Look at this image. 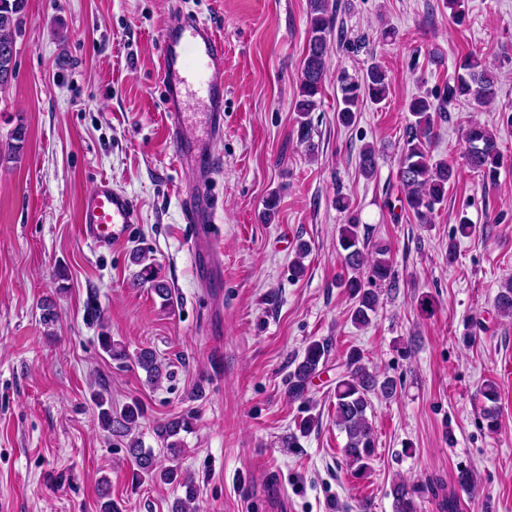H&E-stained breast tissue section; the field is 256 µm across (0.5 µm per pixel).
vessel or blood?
Here are the masks:
<instances>
[{
    "instance_id": "1",
    "label": "vessel or blood",
    "mask_w": 512,
    "mask_h": 512,
    "mask_svg": "<svg viewBox=\"0 0 512 512\" xmlns=\"http://www.w3.org/2000/svg\"><path fill=\"white\" fill-rule=\"evenodd\" d=\"M158 75L163 88L166 138L178 157H185L195 141L187 133L185 119L188 98L208 108V137L218 138L224 129V46L208 24L185 19L159 36ZM136 209L132 198L114 190L110 180H99L85 197L79 212L82 236L97 247L125 241ZM183 218L189 224L216 221L213 205L186 197Z\"/></svg>"
}]
</instances>
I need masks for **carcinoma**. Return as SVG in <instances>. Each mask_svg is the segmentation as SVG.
<instances>
[{"label":"carcinoma","instance_id":"carcinoma-1","mask_svg":"<svg viewBox=\"0 0 512 512\" xmlns=\"http://www.w3.org/2000/svg\"><path fill=\"white\" fill-rule=\"evenodd\" d=\"M308 3V43L294 110L302 117L299 127L300 144L312 156L315 154V144L311 141L310 115L319 106L318 95L322 93L327 74V58L331 53L329 37L335 26L338 5L330 3V0H308ZM25 5L26 0H0V77L14 75V45ZM460 69L463 74L448 85L443 94L418 96L408 104L412 120L407 126L398 160L400 202L404 210L412 213L420 224L432 223L436 206L442 204L448 195V183L457 177L454 165L445 160L434 161L429 155L436 118L442 116L437 111L435 101L445 102L465 97L477 103H485L497 95L498 80L477 55L469 54ZM337 83L341 100L336 121L344 127L357 122L360 102L367 99L374 103L380 102L390 90L388 75L378 64L368 66L358 79L341 75L337 77ZM463 141L465 160L469 167L482 172L486 181L497 183L505 159L496 136L486 127L472 123L464 132ZM378 158L379 150L375 146L366 144L361 148L359 171L363 176L369 178L374 175ZM338 243L343 251L342 261L346 273L336 280V287L344 289L353 300L350 319L355 326L363 328L370 324L377 313L381 286L392 282V260L385 246L376 248V257L369 256L368 245L360 236V220L356 215L350 216L348 222L339 228ZM131 262L139 267L134 281L139 285L150 284L162 300V306H170L171 288L160 280L154 264L146 262V256L137 251L132 254ZM494 305L500 315L512 317V280L501 285ZM97 339L101 351L111 360L122 364L129 358L126 346L114 340L109 331L101 330ZM328 353L329 345L325 341H313L306 346L302 359L289 374L290 399L307 406L313 404L310 382L328 363ZM134 361L146 372L149 385H160L165 377V367L153 350H140ZM338 368L340 371L333 388L336 427L346 437L343 448L346 464L354 472L362 473L369 468V461L375 453L374 428L368 417V411L372 410L371 396L386 399L394 397L397 382L370 366L356 349L346 352ZM480 395L483 398V419L487 429L495 432L501 421L496 382L484 381ZM94 401L101 427L125 444L127 455L136 466L137 475L185 489V496L177 499L174 512H191L197 498V488L183 473L181 460L185 444L180 434L192 431V413L174 417L156 428V437L166 450V463L163 464L158 461L153 449L144 447L140 439L139 427L144 409L139 401L133 400L117 411L112 409V399L103 389L94 393ZM392 496L394 512H419L414 491L407 484H393ZM437 512H460V497L455 489H441Z\"/></svg>","mask_w":512,"mask_h":512}]
</instances>
